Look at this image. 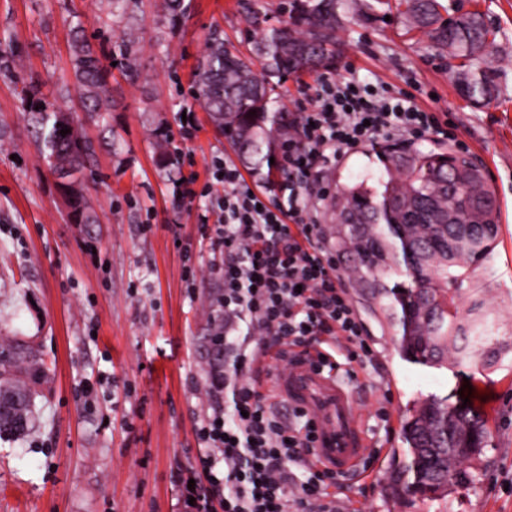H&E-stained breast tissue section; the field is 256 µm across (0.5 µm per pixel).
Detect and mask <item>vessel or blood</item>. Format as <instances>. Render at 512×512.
Returning <instances> with one entry per match:
<instances>
[{"instance_id": "1", "label": "vessel or blood", "mask_w": 512, "mask_h": 512, "mask_svg": "<svg viewBox=\"0 0 512 512\" xmlns=\"http://www.w3.org/2000/svg\"><path fill=\"white\" fill-rule=\"evenodd\" d=\"M275 385L281 398L310 412L319 422L314 459L343 474L356 471L369 443L348 385L337 370H313L307 355L300 354Z\"/></svg>"}]
</instances>
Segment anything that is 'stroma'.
Returning <instances> with one entry per match:
<instances>
[{
    "label": "stroma",
    "mask_w": 512,
    "mask_h": 512,
    "mask_svg": "<svg viewBox=\"0 0 512 512\" xmlns=\"http://www.w3.org/2000/svg\"><path fill=\"white\" fill-rule=\"evenodd\" d=\"M454 11H479L495 31L487 61L497 73L493 97L468 99L458 69L423 35L399 19L369 23L348 6L337 32L330 74L373 86L387 84L446 113L456 141L427 135L417 151H456L480 165L499 203V235L466 283L465 320L480 318L512 345V0H441ZM281 0H190L186 18L170 24L156 0H127L108 15L105 0H0V331L33 337L51 369L36 400L28 436L0 440V512H188L180 479L198 469V432L211 413L208 337L224 262L210 231L197 221L204 197L174 194L179 175L209 179L213 155L235 152L199 104L194 71L213 29L242 52L255 31L248 13L267 26L284 15ZM83 29L111 52L112 110L105 122L84 118L71 37ZM131 47L137 75L123 63ZM38 77L49 101L82 118L96 146L84 189L94 224L68 219L64 192L41 155L23 93ZM200 130L182 139L183 111ZM166 141L177 163L159 164ZM383 168L372 150L336 161L326 185L303 186L317 202L330 242L338 228L332 194L347 184L377 185ZM349 296L374 351L372 361L341 360L356 395L370 449L366 479L351 476L335 492L344 512H512V352L487 369L407 362L387 322L360 288ZM491 432L470 481L451 495L393 498L387 475L404 446L402 428L414 409L436 397L459 401L463 385ZM386 407L388 419L378 415Z\"/></svg>",
    "instance_id": "obj_1"
}]
</instances>
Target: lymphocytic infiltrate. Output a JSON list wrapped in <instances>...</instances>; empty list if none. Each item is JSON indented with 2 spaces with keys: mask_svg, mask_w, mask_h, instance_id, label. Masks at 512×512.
Segmentation results:
<instances>
[{
  "mask_svg": "<svg viewBox=\"0 0 512 512\" xmlns=\"http://www.w3.org/2000/svg\"><path fill=\"white\" fill-rule=\"evenodd\" d=\"M288 136L286 176L272 191L247 182L236 164L213 157L210 178L195 191L194 177L178 190L191 200L213 198L215 242L224 250V365L214 369L212 413L200 439L206 491L183 489L193 512H342L336 472L313 459L317 424L305 411L277 414L256 378L257 358L286 361L291 348L344 338L348 359H372L363 325L348 297L317 207L303 184L320 182L329 163L379 141L446 136L439 113L421 109L412 93H390L351 79L321 77L313 107ZM285 194L279 203L277 194Z\"/></svg>",
  "mask_w": 512,
  "mask_h": 512,
  "instance_id": "lymphocytic-infiltrate-1",
  "label": "lymphocytic infiltrate"
}]
</instances>
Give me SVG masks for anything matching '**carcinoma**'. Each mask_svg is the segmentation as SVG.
Returning a JSON list of instances; mask_svg holds the SVG:
<instances>
[{
  "label": "carcinoma",
  "mask_w": 512,
  "mask_h": 512,
  "mask_svg": "<svg viewBox=\"0 0 512 512\" xmlns=\"http://www.w3.org/2000/svg\"><path fill=\"white\" fill-rule=\"evenodd\" d=\"M346 0H288V21L256 34L254 55L244 56L224 40L219 29L209 35L195 78L198 100L211 122L224 135L240 159L253 173L281 169L279 155L288 136L287 108L275 90L289 75L336 66V31L343 20ZM440 0H365L363 17L395 10L408 30L423 32L433 45L464 61L461 93L469 98H487L496 91V74L485 66V52L495 32L481 13L470 11L448 25ZM72 54L79 95L87 116L102 121L112 111L110 71L82 30L74 32ZM25 95L33 110L30 120L43 143L50 170L68 172L63 190L69 216L76 224H96L97 215L78 177L95 156V145L77 129L71 113L46 100L41 84L31 79ZM68 130L61 135L60 130ZM374 154L383 166L375 188L362 184L348 187L336 198L333 211L365 212L376 221L375 232L396 256L392 265L381 264L375 255L352 268L361 288L379 301L393 327L402 357L425 365L491 366L499 352L495 337L482 322L464 324L460 312V290L490 250L475 243L466 257L447 264L439 252H431V270L418 260L425 238L447 239L448 230H435L423 223V206L442 196L439 184L448 182V168L440 163L443 152L406 151L378 147ZM479 176L459 188L461 198L486 196L481 168ZM426 310L429 325L442 344L430 351L419 347L413 324L414 313ZM47 366L39 348L23 336H0V400L16 395L25 424L0 415V439L19 440L34 425L35 385L46 376ZM489 431L485 419L470 407L448 408V401L426 399L403 429L407 448L394 457L388 477L392 496L414 484H424L430 470L417 457L420 448H437L433 467L448 481L452 491L468 481V473L479 459Z\"/></svg>",
  "instance_id": "carcinoma-1"
}]
</instances>
